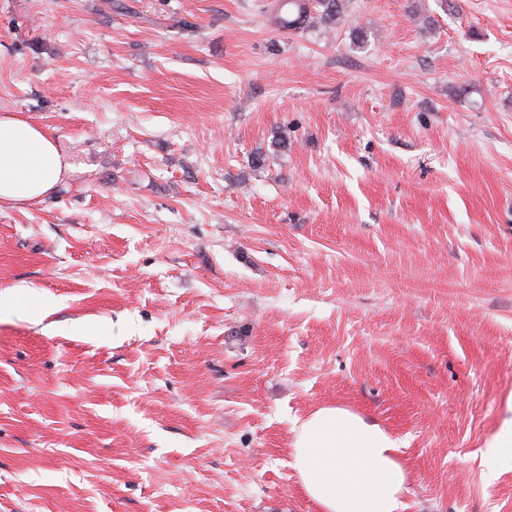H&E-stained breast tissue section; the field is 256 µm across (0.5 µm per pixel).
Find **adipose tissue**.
<instances>
[{
	"instance_id": "ef3b65f1",
	"label": "adipose tissue",
	"mask_w": 512,
	"mask_h": 512,
	"mask_svg": "<svg viewBox=\"0 0 512 512\" xmlns=\"http://www.w3.org/2000/svg\"><path fill=\"white\" fill-rule=\"evenodd\" d=\"M65 163L54 140L18 115L0 116V204L41 199ZM396 441L339 407H323L300 425L294 467L320 512H405V472Z\"/></svg>"
}]
</instances>
